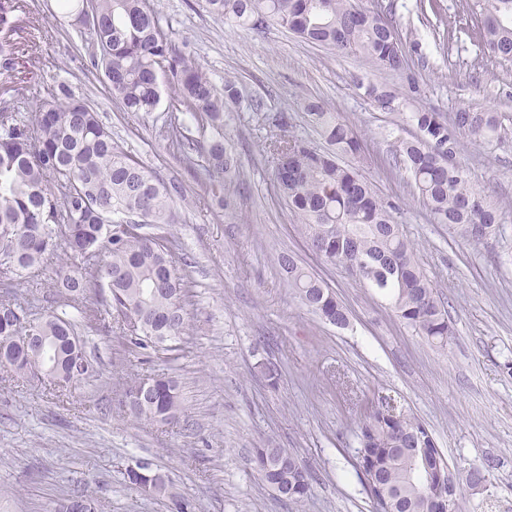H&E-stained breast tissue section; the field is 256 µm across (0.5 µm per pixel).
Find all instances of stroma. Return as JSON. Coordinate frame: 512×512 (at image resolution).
Returning <instances> with one entry per match:
<instances>
[{
    "label": "stroma",
    "mask_w": 512,
    "mask_h": 512,
    "mask_svg": "<svg viewBox=\"0 0 512 512\" xmlns=\"http://www.w3.org/2000/svg\"><path fill=\"white\" fill-rule=\"evenodd\" d=\"M154 3L176 47L240 89L224 114L236 165L224 182L230 204L214 217L210 196L160 137L167 103L123 112L90 62L89 34L60 0H27L36 47L25 109L42 103L44 87L67 81L127 150L178 186L171 229L195 286L176 362L159 348L120 352L116 335L100 329L83 333L95 371L75 387L0 372V512H52L83 491L103 512H174L177 499L192 512H371L356 418L380 392L426 425L457 482L470 466L491 465L486 489H463L460 512H512V123L498 144L464 138L458 147L457 161L499 206L500 227L481 242L434 223L410 173L392 163L412 131L410 112L512 116V61L487 54L467 0H359L397 27L405 53L398 73L303 42L274 21L255 29L215 18L205 0ZM372 84L395 93L393 108L367 95ZM309 101L340 113L363 140L364 154L347 162L394 206L447 305V348L417 336L381 295L327 264L298 233L277 191L272 147L289 138L324 147L304 111ZM279 112L286 126L270 123ZM285 252L328 284L349 311L348 327L302 305L278 263ZM162 373L178 385L179 418L128 417L126 383ZM266 442L311 474L303 502H284L259 480L252 455ZM140 462L169 476L170 497L129 483L128 469Z\"/></svg>",
    "instance_id": "35a3bbf8"
}]
</instances>
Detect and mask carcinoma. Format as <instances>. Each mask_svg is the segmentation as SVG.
Returning <instances> with one entry per match:
<instances>
[{
    "instance_id": "obj_1",
    "label": "carcinoma",
    "mask_w": 512,
    "mask_h": 512,
    "mask_svg": "<svg viewBox=\"0 0 512 512\" xmlns=\"http://www.w3.org/2000/svg\"><path fill=\"white\" fill-rule=\"evenodd\" d=\"M217 18L257 28L273 20L304 41L353 54L372 67L397 72L405 58L391 21L356 0H206ZM77 26L90 31L94 65L102 69L109 94L125 112L149 113L160 103L162 78L171 86L176 115L164 137L185 159L197 151L184 133L188 116L209 134L201 157L204 189L216 213L224 211V174L235 167L224 150V109L239 101L236 81L219 87L186 54L172 46L151 0H62ZM488 50L512 61V0L469 5ZM24 0H0V74L13 76L32 42L23 15ZM305 111L329 145L326 150L298 139L273 149L280 196L305 241L325 261L345 269L389 301L395 316L427 341L447 347L452 329L448 309L421 268L413 244L374 185L356 168L339 162L358 156L362 143L348 122L317 103ZM512 117L503 112L461 108L448 116L411 113V138L401 141L395 161L410 172L433 220L459 237L478 243L500 223L499 208L488 201L457 166L459 136L491 145ZM174 190L112 137L99 113L71 97L66 82L51 100L32 112L0 111V279L14 288L18 278L41 263L52 265L59 306L72 307L93 327L108 314L123 326L130 350L165 336L166 347L189 329L193 266L179 253L169 232ZM124 224H138L131 232ZM301 303L326 323L344 328L349 315L332 290L299 267L291 255L279 259ZM32 313L14 296L0 298V370L28 374L39 369L64 389L93 369L77 324L54 310L35 318L44 343L24 346L14 312ZM136 419H175L181 402L174 382L158 375L125 390ZM363 460L375 469L378 487L368 488L377 512H428L429 492L419 475L413 449L435 440L416 417L400 409L392 415L384 398L370 403L357 434ZM259 479L283 501H304L311 484L306 470L286 448L254 449ZM56 512H99L91 494L62 498Z\"/></svg>"
}]
</instances>
